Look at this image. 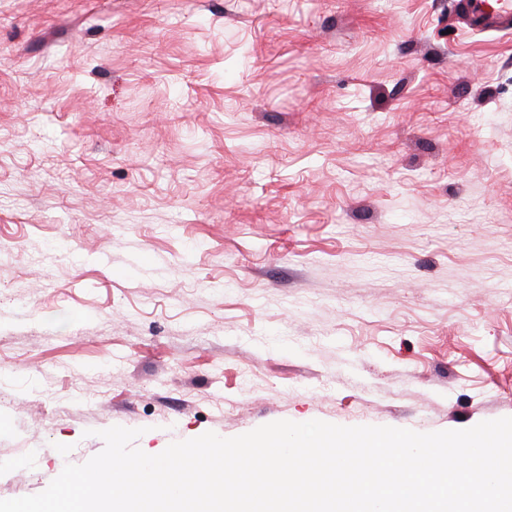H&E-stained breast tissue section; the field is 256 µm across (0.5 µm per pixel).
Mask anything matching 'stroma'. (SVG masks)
<instances>
[{"instance_id":"obj_1","label":"stroma","mask_w":512,"mask_h":512,"mask_svg":"<svg viewBox=\"0 0 512 512\" xmlns=\"http://www.w3.org/2000/svg\"><path fill=\"white\" fill-rule=\"evenodd\" d=\"M512 417V30L452 0H0V499L279 421Z\"/></svg>"}]
</instances>
